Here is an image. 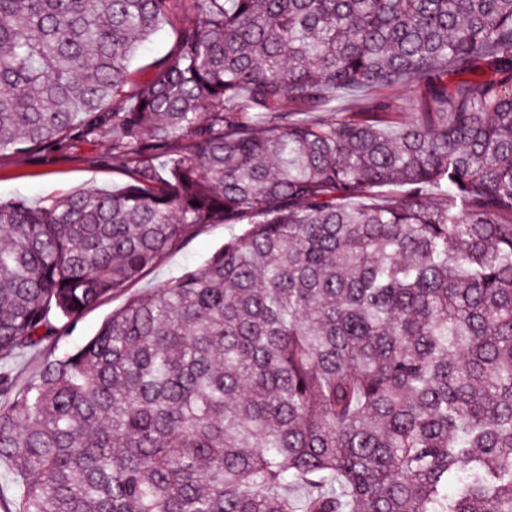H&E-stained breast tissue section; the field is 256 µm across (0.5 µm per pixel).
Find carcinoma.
Returning a JSON list of instances; mask_svg holds the SVG:
<instances>
[{"mask_svg":"<svg viewBox=\"0 0 512 512\" xmlns=\"http://www.w3.org/2000/svg\"><path fill=\"white\" fill-rule=\"evenodd\" d=\"M75 139L127 182L0 202V361L242 230L0 371L14 512H512V0H0V153ZM182 22V14L172 15L169 22L158 34L150 49L139 54L131 64L132 89L138 90L145 86L155 73L156 61L170 53L175 45L178 28ZM241 226H227L224 224H208L201 228L196 237L186 243L181 249L170 253L160 264L149 270L137 283L130 286L125 292L110 297L96 308L84 313L76 326L69 330V335L55 347H48L40 353H25L9 362L0 363L1 370H13L22 376L28 375L33 367L51 354V357L61 355L66 349L82 343L85 338L92 335L102 320L120 307L126 298L132 294H145L162 288L171 279L190 269L203 267L207 258L232 235L238 234Z\"/></svg>","mask_w":512,"mask_h":512,"instance_id":"obj_1","label":"carcinoma"}]
</instances>
